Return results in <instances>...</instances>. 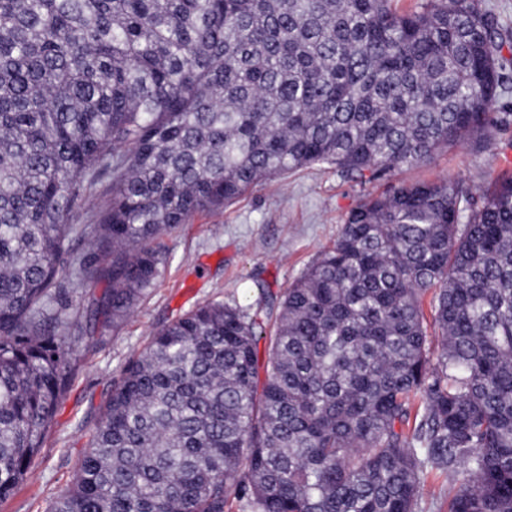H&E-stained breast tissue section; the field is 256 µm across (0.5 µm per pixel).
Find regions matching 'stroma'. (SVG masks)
I'll use <instances>...</instances> for the list:
<instances>
[{
	"label": "stroma",
	"mask_w": 512,
	"mask_h": 512,
	"mask_svg": "<svg viewBox=\"0 0 512 512\" xmlns=\"http://www.w3.org/2000/svg\"><path fill=\"white\" fill-rule=\"evenodd\" d=\"M477 5L509 39L502 50L506 92L497 109L512 112V0H477ZM504 172L512 173V129L488 148L451 145L428 165L402 168L365 185L328 164L267 177L224 209L162 235L156 242L163 260L159 280L129 317L99 321L93 338L80 343L68 392L31 477L0 504V512H49L72 481L126 362L162 325L209 301L253 309L260 299L280 300L334 243L347 212L367 195L404 183L450 179L477 196Z\"/></svg>",
	"instance_id": "stroma-1"
}]
</instances>
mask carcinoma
Instances as JSON below:
<instances>
[{
    "mask_svg": "<svg viewBox=\"0 0 512 512\" xmlns=\"http://www.w3.org/2000/svg\"><path fill=\"white\" fill-rule=\"evenodd\" d=\"M503 47L475 0H0V501L76 366L74 240L72 292L106 283L122 320L152 243L262 178L493 145ZM109 170L99 223H70ZM256 328L207 302L155 331L51 512H419L433 472L448 512H512V174L476 208L449 179L361 199L285 293L261 387ZM88 251H89L88 247L84 243L75 244L71 253L64 255L60 261V277H61L62 285L64 286V288L67 289L66 295L63 296V298H62V303H63V305L69 304L70 308L74 307L75 305H78V303L81 306L87 305L89 296L79 299L78 297L68 294L67 291L69 289V283H68L69 266L74 265L77 262H79V260L82 259L88 253Z\"/></svg>",
    "mask_w": 512,
    "mask_h": 512,
    "instance_id": "carcinoma-1",
    "label": "carcinoma"
}]
</instances>
